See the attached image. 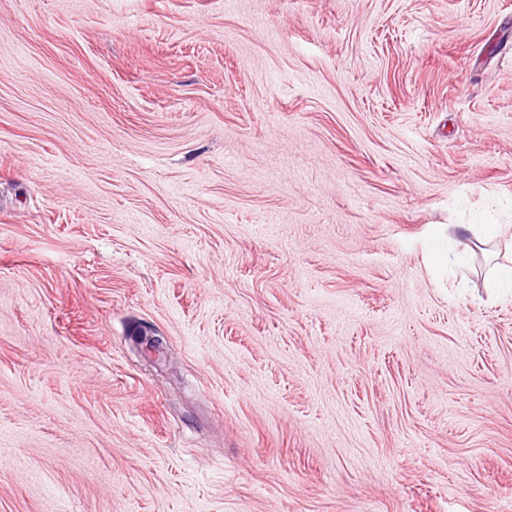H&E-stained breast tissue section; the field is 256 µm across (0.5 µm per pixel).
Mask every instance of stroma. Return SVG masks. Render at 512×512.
<instances>
[{
	"mask_svg": "<svg viewBox=\"0 0 512 512\" xmlns=\"http://www.w3.org/2000/svg\"><path fill=\"white\" fill-rule=\"evenodd\" d=\"M452 224L512 225V0H0V512H512Z\"/></svg>",
	"mask_w": 512,
	"mask_h": 512,
	"instance_id": "35a3bbf8",
	"label": "stroma"
}]
</instances>
